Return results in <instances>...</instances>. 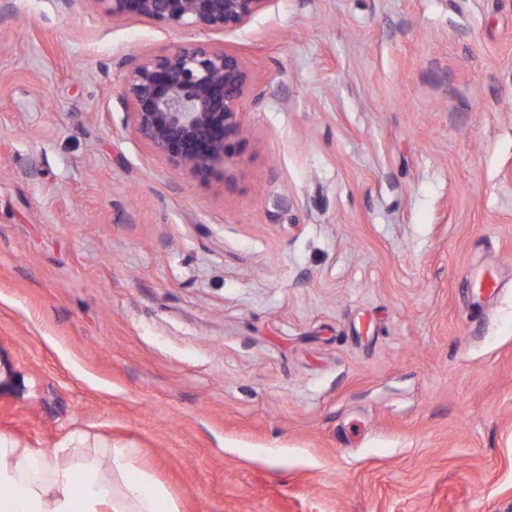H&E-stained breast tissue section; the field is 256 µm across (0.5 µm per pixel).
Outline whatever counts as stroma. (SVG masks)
I'll use <instances>...</instances> for the list:
<instances>
[{
	"instance_id": "35a3bbf8",
	"label": "stroma",
	"mask_w": 512,
	"mask_h": 512,
	"mask_svg": "<svg viewBox=\"0 0 512 512\" xmlns=\"http://www.w3.org/2000/svg\"><path fill=\"white\" fill-rule=\"evenodd\" d=\"M185 42L254 78L206 182L126 125ZM0 371V433L182 512H512V0H0ZM112 20L161 22L174 29L233 31L263 10L269 0H94Z\"/></svg>"
}]
</instances>
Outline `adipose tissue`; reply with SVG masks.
<instances>
[{"label": "adipose tissue", "instance_id": "obj_1", "mask_svg": "<svg viewBox=\"0 0 512 512\" xmlns=\"http://www.w3.org/2000/svg\"><path fill=\"white\" fill-rule=\"evenodd\" d=\"M0 512H181L137 449L74 436L46 453L0 435Z\"/></svg>", "mask_w": 512, "mask_h": 512}]
</instances>
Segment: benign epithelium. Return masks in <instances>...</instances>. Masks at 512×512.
<instances>
[{
  "label": "benign epithelium",
  "instance_id": "obj_1",
  "mask_svg": "<svg viewBox=\"0 0 512 512\" xmlns=\"http://www.w3.org/2000/svg\"><path fill=\"white\" fill-rule=\"evenodd\" d=\"M106 16L161 22L174 29L233 31L270 0H93ZM252 79L241 57L186 42L128 72L123 99L134 136L198 179L225 169L241 139L240 101Z\"/></svg>",
  "mask_w": 512,
  "mask_h": 512
}]
</instances>
